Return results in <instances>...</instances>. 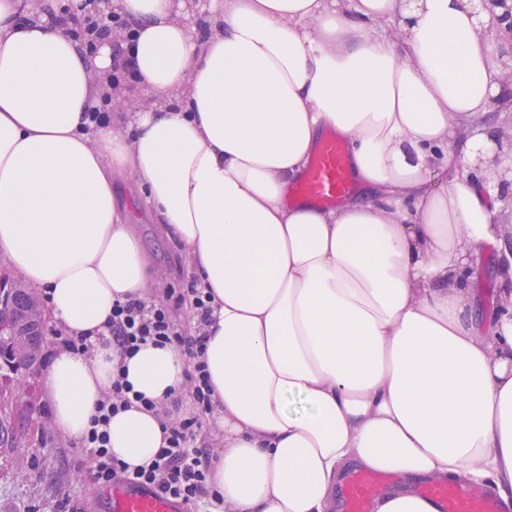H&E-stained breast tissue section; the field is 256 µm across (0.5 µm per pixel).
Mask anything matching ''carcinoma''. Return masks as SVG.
<instances>
[{
	"mask_svg": "<svg viewBox=\"0 0 512 512\" xmlns=\"http://www.w3.org/2000/svg\"><path fill=\"white\" fill-rule=\"evenodd\" d=\"M34 295L15 281L0 278V326H23L27 330L28 353L23 358L15 356L9 341L0 336V378L12 379L34 372L41 357L43 331L28 325L29 310ZM17 401L15 391L0 387V458H7L15 444V421L21 414L12 411Z\"/></svg>",
	"mask_w": 512,
	"mask_h": 512,
	"instance_id": "cac0c4a2",
	"label": "carcinoma"
}]
</instances>
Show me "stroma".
I'll list each match as a JSON object with an SVG mask.
<instances>
[{
  "label": "stroma",
  "mask_w": 512,
  "mask_h": 512,
  "mask_svg": "<svg viewBox=\"0 0 512 512\" xmlns=\"http://www.w3.org/2000/svg\"><path fill=\"white\" fill-rule=\"evenodd\" d=\"M122 204L132 206L136 228L155 267L164 276L154 286L155 292L178 287L190 272L177 245L168 240L150 212L138 206V190L133 182L120 183ZM44 369L31 373L33 393H20L24 406L16 423L15 455L24 460L23 469L0 463V512H97L94 506L95 485L88 474V454L78 452L48 425L44 416L48 408L43 392Z\"/></svg>",
  "instance_id": "stroma-1"
}]
</instances>
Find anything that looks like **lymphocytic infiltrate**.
<instances>
[{
	"label": "lymphocytic infiltrate",
	"instance_id": "obj_1",
	"mask_svg": "<svg viewBox=\"0 0 512 512\" xmlns=\"http://www.w3.org/2000/svg\"><path fill=\"white\" fill-rule=\"evenodd\" d=\"M48 24L86 45L108 40L112 43V76L132 83L135 69L120 39L101 27L97 18L84 14L47 13ZM188 305L194 324L187 334L176 323L172 312ZM213 308L209 295L199 288L196 279H189L183 288L169 290L164 299L152 295L128 298L112 305V315L104 329H96L76 336L56 332L53 345L56 350L89 355L98 347L115 346L120 354L136 353L142 345H171L181 350L187 363L185 394L174 397L169 405L160 407L151 399L134 391L122 371H114L112 385L105 393L91 420V426L82 438L81 447L90 452V475L97 484L115 480L134 481L153 487L162 495L198 506L205 499H219L220 494L211 483V460L206 449L198 445L203 417L215 410L213 388L204 359L207 348V327ZM139 403L148 410H160L166 422L165 448L147 466L128 468L112 456L108 449L107 426L113 415Z\"/></svg>",
	"mask_w": 512,
	"mask_h": 512
}]
</instances>
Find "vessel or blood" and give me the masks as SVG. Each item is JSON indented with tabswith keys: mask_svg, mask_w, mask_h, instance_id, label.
Instances as JSON below:
<instances>
[{
	"mask_svg": "<svg viewBox=\"0 0 512 512\" xmlns=\"http://www.w3.org/2000/svg\"><path fill=\"white\" fill-rule=\"evenodd\" d=\"M354 189L348 143L334 130H325L309 164L293 187L292 199L317 207L339 204ZM385 475L349 471L341 487V512H371L372 491ZM416 494L432 500L437 512H512L494 493L467 489L450 482L415 485ZM104 512H186L183 502L134 483H116L97 490Z\"/></svg>",
	"mask_w": 512,
	"mask_h": 512,
	"instance_id": "1",
	"label": "vessel or blood"
}]
</instances>
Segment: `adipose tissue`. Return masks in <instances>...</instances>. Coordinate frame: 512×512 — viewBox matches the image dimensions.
<instances>
[{
	"label": "adipose tissue",
	"instance_id": "adipose-tissue-1",
	"mask_svg": "<svg viewBox=\"0 0 512 512\" xmlns=\"http://www.w3.org/2000/svg\"><path fill=\"white\" fill-rule=\"evenodd\" d=\"M135 28L153 107L85 129L124 100L112 45L82 48L40 0H0V259L68 333L100 328L158 272L117 184L178 243L212 298L206 361L227 512H336L345 469L402 484L374 512H436L410 481L492 487L512 501V10L501 0H113ZM29 21H22L20 13ZM362 195L289 204L326 129ZM442 172L444 187L432 186ZM492 315L474 288L483 247ZM164 404L182 392L172 346L52 360L55 430L79 441L112 370ZM130 467L164 445L162 418L114 415Z\"/></svg>",
	"mask_w": 512,
	"mask_h": 512
}]
</instances>
